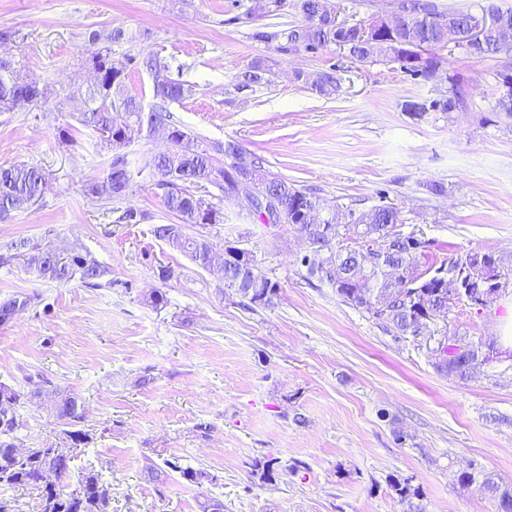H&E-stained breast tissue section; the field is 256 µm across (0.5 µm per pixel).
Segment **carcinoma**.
<instances>
[{"instance_id": "1", "label": "carcinoma", "mask_w": 512, "mask_h": 512, "mask_svg": "<svg viewBox=\"0 0 512 512\" xmlns=\"http://www.w3.org/2000/svg\"><path fill=\"white\" fill-rule=\"evenodd\" d=\"M284 6L282 0H255L248 16L259 19ZM292 7L300 16L297 25L282 33L257 30L253 38L263 42L279 40L278 50L288 55L316 54L340 40L349 51L348 57L356 62H397L424 80L430 70L442 65V57H429L415 66L410 64L412 49L429 42L442 48L451 44L463 48L472 20V13L461 8L441 11L431 0H401L398 11L389 16L392 29L371 33L363 24L345 30L336 28L334 12H325V0H295ZM501 54L498 32L492 29L486 32L474 60L496 59ZM143 66L155 75L152 81L155 103L150 110H145L141 101L129 93L125 74L115 72L87 89V109L81 113L80 123L96 138L100 130L106 129L116 135L128 132L138 136L143 133L148 137L168 136L173 146L167 153L135 158L127 153L113 154L104 176L87 186L91 199L123 201L133 186L152 180L163 190V204L176 219L173 224L154 225L155 238L186 254L201 269L206 268V261L212 257H221L224 287L234 289L235 295L249 308L269 307L278 297L280 286L262 271L251 250L227 245L221 254L209 240L186 234L189 226L224 221V214L206 198V193L211 187L223 194L235 188V183L224 182L230 168L255 191L276 198L283 223L306 237L310 251L318 257L316 262L307 256L300 260L306 267V279L314 278L334 288L344 303L367 313L396 340L416 339L430 332V324L448 317V289L443 287L442 266L429 262L434 241L420 233L403 232L397 207L385 203L361 211L350 209L344 224L337 223L333 216L318 224L307 223V213L319 212L320 197L267 169L265 159L239 141L198 145L192 152L183 153L179 144L183 139H190L191 134L174 121L168 105L186 99L191 88L173 78L168 64L155 55L144 59ZM267 72L265 63L256 61L244 72L242 84L259 83ZM447 80L448 91L442 98L432 100L428 106L408 102L404 110L420 117L430 110L456 111L464 101L462 89L456 84L455 75H448ZM311 86L321 94L338 93L341 78L326 72ZM39 87L38 82L28 79L9 86L0 80V97L7 92L15 99L28 100L38 95ZM215 152L230 160L228 167L215 164ZM46 185L44 174L33 165L24 162L0 165V221L12 217L17 201L33 204L41 199ZM18 259L36 271L39 278L60 284L79 281L88 287H98L99 280L110 273L109 267L88 253L63 256L47 244L25 238L6 245V252L0 254V265L10 266ZM478 261L475 256L469 258L465 274L467 289L493 288L483 282ZM406 267L416 274L408 283L395 277L397 271ZM482 346L481 342L474 343L471 352L460 354L450 343L444 349V356L434 360L433 366L461 380H470L483 365ZM38 394V389L29 392L12 389L10 399L14 404L10 415L0 414V486H30L39 490V512H74L77 508L80 512H110L111 487L99 474L91 470L83 473L77 487L66 492L62 482L71 472L67 463L61 468L55 495L47 496L41 472L42 465L51 462L50 449L39 448L33 457L14 455L15 433L19 427L17 408ZM76 401L77 396L60 391L51 411L57 420L70 427L67 431L70 440L80 444L87 440V435L78 428ZM165 465L198 485L210 478L205 470L183 467L176 460H167ZM480 486L495 498L498 512H512V487L499 485L485 472Z\"/></svg>"}]
</instances>
